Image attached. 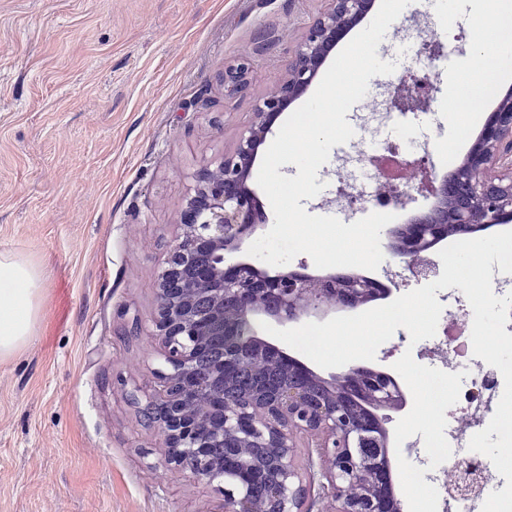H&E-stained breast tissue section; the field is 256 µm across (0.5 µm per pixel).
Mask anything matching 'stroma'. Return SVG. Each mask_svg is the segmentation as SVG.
<instances>
[{
	"mask_svg": "<svg viewBox=\"0 0 512 512\" xmlns=\"http://www.w3.org/2000/svg\"><path fill=\"white\" fill-rule=\"evenodd\" d=\"M447 68L430 114L389 126L426 159L401 226L435 202L469 124L461 81L512 88V52L483 65L469 0H426ZM325 0H0V251L44 271L43 314L0 360V512H220L218 484L168 465L140 401L161 360L146 332L154 282L201 166L232 154L286 52ZM251 56L246 95L225 98L226 64ZM472 125V124H469ZM481 131V124L472 125ZM388 235L366 276L397 299ZM144 333L124 335L132 320ZM138 401H131L130 392Z\"/></svg>",
	"mask_w": 512,
	"mask_h": 512,
	"instance_id": "obj_1",
	"label": "stroma"
}]
</instances>
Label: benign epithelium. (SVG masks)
Listing matches in <instances>:
<instances>
[{
  "instance_id": "benign-epithelium-1",
  "label": "benign epithelium",
  "mask_w": 512,
  "mask_h": 512,
  "mask_svg": "<svg viewBox=\"0 0 512 512\" xmlns=\"http://www.w3.org/2000/svg\"><path fill=\"white\" fill-rule=\"evenodd\" d=\"M326 10L283 60L284 77L257 100L232 155L193 175L180 212L182 232L172 243L155 284L157 316L148 337L163 360L162 388L149 398L145 416L156 429L168 464L201 482H224L222 512H306L308 469L297 461L305 436L324 458L330 512H401L390 482L389 412L406 404L389 373L351 366L326 378L280 350L251 328L261 316L283 324L340 309H357L381 292L364 276H312L296 271L270 275L250 261L226 263L257 228L254 195L246 184L259 145L276 118L316 79L328 49L354 29L374 0H326ZM251 62L224 67V95L248 92ZM481 146L468 156L469 178L450 176L434 188L435 204L395 230L392 254L412 275L432 271L429 251L453 226L454 237L512 223V177L492 175L495 165L512 174V92L483 125ZM224 337V357L211 371L198 370L213 337ZM263 357L286 375L246 392L236 375ZM380 438L365 457L360 443ZM267 484L263 498L252 494Z\"/></svg>"
}]
</instances>
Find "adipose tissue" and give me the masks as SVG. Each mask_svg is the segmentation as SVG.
Returning a JSON list of instances; mask_svg holds the SVG:
<instances>
[{
    "label": "adipose tissue",
    "instance_id": "adipose-tissue-1",
    "mask_svg": "<svg viewBox=\"0 0 512 512\" xmlns=\"http://www.w3.org/2000/svg\"><path fill=\"white\" fill-rule=\"evenodd\" d=\"M43 272L11 252H0V358L19 351L41 315Z\"/></svg>",
    "mask_w": 512,
    "mask_h": 512
}]
</instances>
